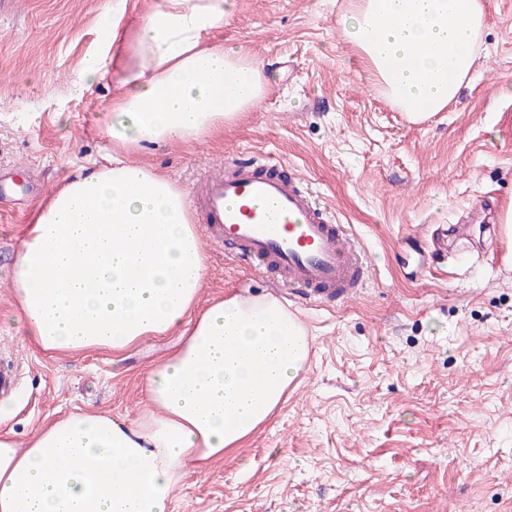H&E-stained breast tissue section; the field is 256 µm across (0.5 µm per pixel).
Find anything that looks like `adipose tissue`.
<instances>
[{
  "label": "adipose tissue",
  "instance_id": "adipose-tissue-1",
  "mask_svg": "<svg viewBox=\"0 0 512 512\" xmlns=\"http://www.w3.org/2000/svg\"><path fill=\"white\" fill-rule=\"evenodd\" d=\"M234 0H113L112 56L77 91L112 79L107 164L64 176L40 208L7 282L25 337L43 351H125L179 332L144 379L140 416L49 420L26 443L0 432V512H171L176 486L266 422L306 371L310 341L269 294L194 305L206 272L186 193L131 156L223 131L263 99L264 66L209 41ZM484 0H350L340 23L387 98L414 120L471 78Z\"/></svg>",
  "mask_w": 512,
  "mask_h": 512
}]
</instances>
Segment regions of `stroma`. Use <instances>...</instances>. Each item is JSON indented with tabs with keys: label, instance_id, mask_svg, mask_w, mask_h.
Masks as SVG:
<instances>
[{
	"label": "stroma",
	"instance_id": "obj_1",
	"mask_svg": "<svg viewBox=\"0 0 512 512\" xmlns=\"http://www.w3.org/2000/svg\"><path fill=\"white\" fill-rule=\"evenodd\" d=\"M348 0H236L215 39L260 59V106L210 138L135 154L185 191L224 158L286 161L349 225L372 267L342 303L275 288L207 250L199 306L276 292L311 339L281 409L207 472L187 473L173 512H512V241L483 233L512 199V0H486L474 82L412 121L383 94L339 18ZM112 0H9L0 12V355L25 363L0 417L18 440L44 421L100 409L133 422L165 336L111 351L46 353L20 339L5 286L15 252L66 173L103 163L114 89L72 82L101 52ZM455 224L469 249L434 256Z\"/></svg>",
	"mask_w": 512,
	"mask_h": 512
}]
</instances>
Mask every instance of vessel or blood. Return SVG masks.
Masks as SVG:
<instances>
[{
  "instance_id": "obj_1",
  "label": "vessel or blood",
  "mask_w": 512,
  "mask_h": 512,
  "mask_svg": "<svg viewBox=\"0 0 512 512\" xmlns=\"http://www.w3.org/2000/svg\"><path fill=\"white\" fill-rule=\"evenodd\" d=\"M267 154L225 158L200 181L195 210L209 245L261 264L282 287L314 302L355 296L371 275L362 247L308 188ZM19 364L0 361V398L19 386Z\"/></svg>"
}]
</instances>
